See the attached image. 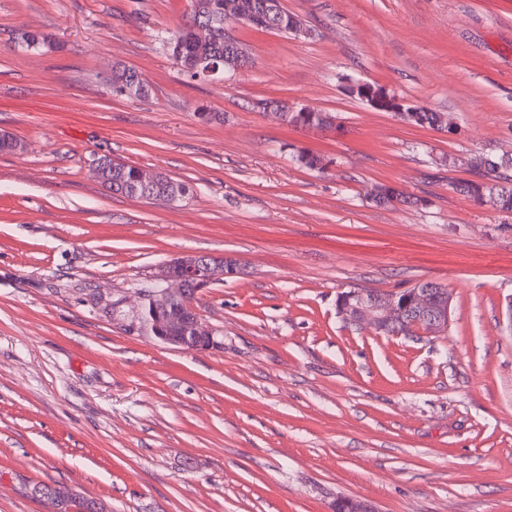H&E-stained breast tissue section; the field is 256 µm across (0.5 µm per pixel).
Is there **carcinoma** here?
Here are the masks:
<instances>
[{
	"instance_id": "obj_1",
	"label": "carcinoma",
	"mask_w": 512,
	"mask_h": 512,
	"mask_svg": "<svg viewBox=\"0 0 512 512\" xmlns=\"http://www.w3.org/2000/svg\"><path fill=\"white\" fill-rule=\"evenodd\" d=\"M263 0H190L189 14L181 27L168 34L163 46L173 64L180 72L196 80L203 78L202 70L210 65L219 71L237 70L238 59L224 49L233 46L237 38L228 27L227 10L239 14L238 23L261 31L282 34L308 35L311 30L301 28L295 15L279 10L267 15L260 8ZM194 25L209 26L213 29L210 41H194L185 30ZM136 71L125 65L112 69V77L106 81L109 91L115 96H123L124 87ZM261 105L279 112V116L288 125L296 129L328 128L332 126V116L308 106L286 108V103L277 99H265ZM400 118L412 125L433 130H448L455 127L452 115L422 109L420 112H405ZM109 172L101 174L98 180L112 193L128 198L147 197L153 203L162 201V197H171L180 192L190 195V188L184 183L171 185L165 183L158 187L143 188L139 182V167L112 161L107 155L100 156ZM470 172L475 180H451L450 187L457 193L473 199L480 204L490 205L502 210H512V158L496 157L488 154H476L470 158ZM101 503L93 498L66 497L59 503L60 512H100Z\"/></svg>"
}]
</instances>
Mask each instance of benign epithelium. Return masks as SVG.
Segmentation results:
<instances>
[{"label":"benign epithelium","instance_id":"7a95c632","mask_svg":"<svg viewBox=\"0 0 512 512\" xmlns=\"http://www.w3.org/2000/svg\"><path fill=\"white\" fill-rule=\"evenodd\" d=\"M235 260L222 256L185 254L177 261L169 260L162 266L159 281L165 287L158 289L149 299L155 308L171 302L180 308L161 318L138 313L139 329L147 336L168 345L189 351L217 350L222 343L215 339V331L197 316L193 300L195 295L213 281L236 272ZM452 294L442 288L430 294L419 288L402 292H379L367 289L351 290L340 294L337 311L348 325L369 324L379 334H390L404 322L413 310L422 324L416 330L435 335L448 327ZM192 318L191 335L174 336L172 332L183 328L186 318ZM334 512H374L364 501L353 497L336 499Z\"/></svg>","mask_w":512,"mask_h":512}]
</instances>
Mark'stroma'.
I'll list each match as a JSON object with an SVG mask.
<instances>
[{
	"label": "stroma",
	"mask_w": 512,
	"mask_h": 512,
	"mask_svg": "<svg viewBox=\"0 0 512 512\" xmlns=\"http://www.w3.org/2000/svg\"><path fill=\"white\" fill-rule=\"evenodd\" d=\"M282 4L311 35L236 27L249 68L193 81L161 42L188 0H0V130L22 145L0 152V512H52L37 483L109 512H512V211L448 184L512 155V0ZM118 62L147 98L107 93ZM349 77L456 129L375 111ZM264 99L334 124L296 130ZM94 153L191 193L114 195ZM378 183L422 203L376 205ZM185 253L238 260L194 301L223 349L136 327ZM423 281L453 296L440 335L337 313L343 291Z\"/></svg>",
	"instance_id": "obj_1"
}]
</instances>
